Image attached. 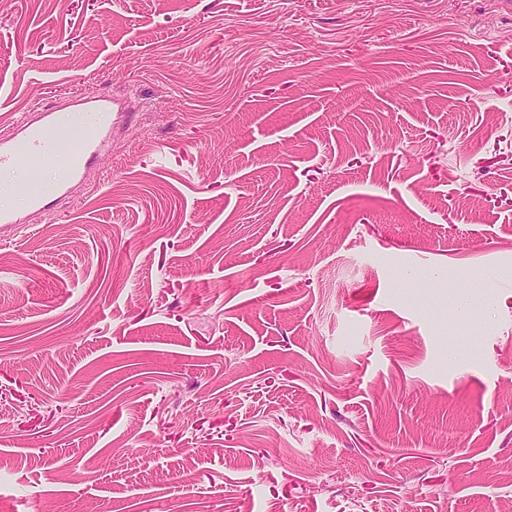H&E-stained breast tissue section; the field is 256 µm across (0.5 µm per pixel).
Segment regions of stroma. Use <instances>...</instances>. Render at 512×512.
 Wrapping results in <instances>:
<instances>
[{
	"mask_svg": "<svg viewBox=\"0 0 512 512\" xmlns=\"http://www.w3.org/2000/svg\"><path fill=\"white\" fill-rule=\"evenodd\" d=\"M76 94L135 120L0 237V512H512V0H0V133Z\"/></svg>",
	"mask_w": 512,
	"mask_h": 512,
	"instance_id": "35a3bbf8",
	"label": "stroma"
}]
</instances>
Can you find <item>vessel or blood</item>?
Returning a JSON list of instances; mask_svg holds the SVG:
<instances>
[{
  "label": "vessel or blood",
  "mask_w": 512,
  "mask_h": 512,
  "mask_svg": "<svg viewBox=\"0 0 512 512\" xmlns=\"http://www.w3.org/2000/svg\"><path fill=\"white\" fill-rule=\"evenodd\" d=\"M83 114L80 124L70 120L71 108ZM132 116L105 96L76 97L69 104L38 107L23 115L10 132L0 136V169L27 168L48 154L66 152L69 163L49 184H24L20 190L30 209L45 212L84 184L100 158L109 152L117 128L129 127Z\"/></svg>",
  "instance_id": "obj_1"
}]
</instances>
